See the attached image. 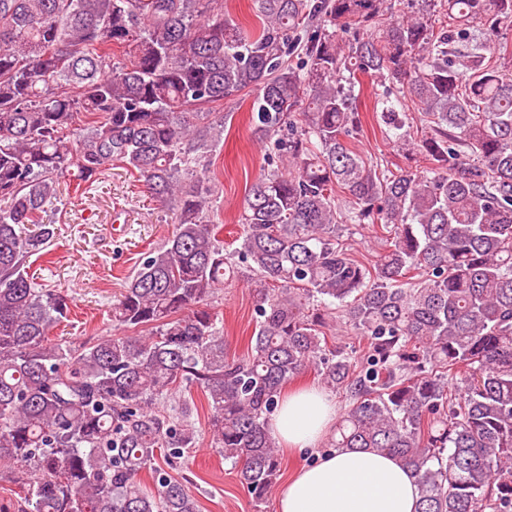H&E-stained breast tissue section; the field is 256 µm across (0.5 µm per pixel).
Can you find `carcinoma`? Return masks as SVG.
I'll return each mask as SVG.
<instances>
[{
  "label": "carcinoma",
  "mask_w": 512,
  "mask_h": 512,
  "mask_svg": "<svg viewBox=\"0 0 512 512\" xmlns=\"http://www.w3.org/2000/svg\"><path fill=\"white\" fill-rule=\"evenodd\" d=\"M256 2L257 30L224 0H0V478L26 489L21 512H198L158 464L197 447L185 385L260 506L282 466L268 420L312 369L350 398L325 447L397 458L419 512H512V0H421L388 22L386 0ZM361 75L388 85L382 133L420 168L354 148ZM245 90L276 167L227 251L193 164L224 128L210 105ZM116 164L175 231L112 304L115 327L149 334L76 348L50 339L69 301L28 260L56 238L60 181ZM349 225L393 233L372 265L341 243ZM241 279L256 326L231 357L211 300ZM344 327L362 350L328 346Z\"/></svg>",
  "instance_id": "obj_1"
}]
</instances>
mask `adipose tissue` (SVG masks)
<instances>
[{
  "mask_svg": "<svg viewBox=\"0 0 512 512\" xmlns=\"http://www.w3.org/2000/svg\"><path fill=\"white\" fill-rule=\"evenodd\" d=\"M336 405L319 387L284 395L269 430L284 450L314 452L278 492V512H417L414 476L393 456L363 449L322 450Z\"/></svg>",
  "mask_w": 512,
  "mask_h": 512,
  "instance_id": "ef3b65f1",
  "label": "adipose tissue"
}]
</instances>
